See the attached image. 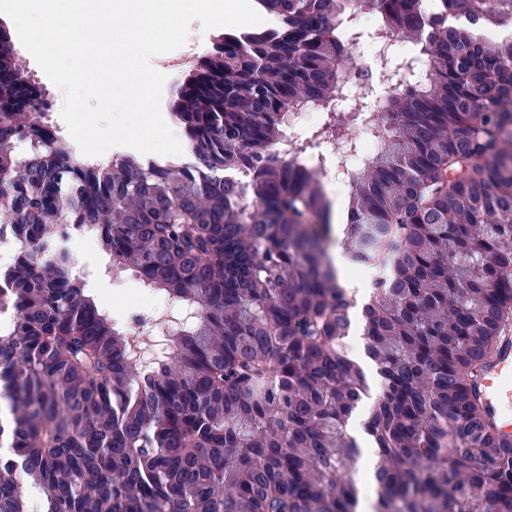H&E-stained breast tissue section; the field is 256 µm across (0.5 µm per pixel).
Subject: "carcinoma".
Segmentation results:
<instances>
[{
	"label": "carcinoma",
	"mask_w": 512,
	"mask_h": 512,
	"mask_svg": "<svg viewBox=\"0 0 512 512\" xmlns=\"http://www.w3.org/2000/svg\"><path fill=\"white\" fill-rule=\"evenodd\" d=\"M260 2L274 32H224L179 88L190 164L79 158L43 98L0 112V224L22 244L0 269V512H359L356 332L379 380L376 512H512V437L477 389L512 314V44L449 23L512 24V0H359L429 74L377 114L385 149L349 183L360 298L323 245L316 176L276 151L297 103L325 111L317 137L340 127V0ZM32 87L0 36V102ZM66 224L195 312L154 370L73 275Z\"/></svg>",
	"instance_id": "cac0c4a2"
}]
</instances>
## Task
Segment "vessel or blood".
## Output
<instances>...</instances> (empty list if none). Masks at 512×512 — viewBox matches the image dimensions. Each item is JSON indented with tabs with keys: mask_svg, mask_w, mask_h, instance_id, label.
Here are the masks:
<instances>
[{
	"mask_svg": "<svg viewBox=\"0 0 512 512\" xmlns=\"http://www.w3.org/2000/svg\"><path fill=\"white\" fill-rule=\"evenodd\" d=\"M478 386L486 413L501 432L512 435V419L504 409L512 404V335L500 337L479 374Z\"/></svg>",
	"mask_w": 512,
	"mask_h": 512,
	"instance_id": "1",
	"label": "vessel or blood"
}]
</instances>
